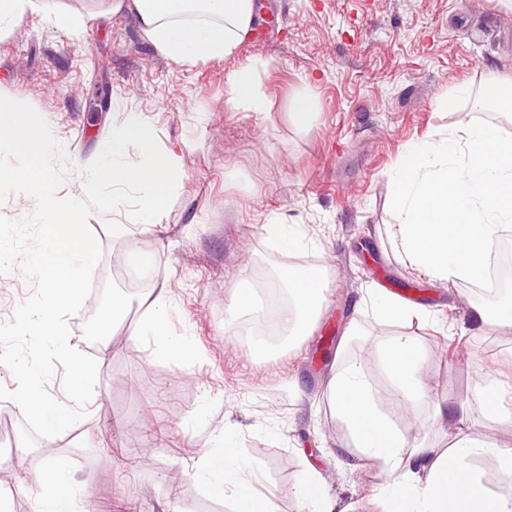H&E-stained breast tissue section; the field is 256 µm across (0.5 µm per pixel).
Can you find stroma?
Listing matches in <instances>:
<instances>
[{
	"label": "stroma",
	"mask_w": 512,
	"mask_h": 512,
	"mask_svg": "<svg viewBox=\"0 0 512 512\" xmlns=\"http://www.w3.org/2000/svg\"><path fill=\"white\" fill-rule=\"evenodd\" d=\"M260 17L284 13L278 41L243 38L226 57L195 64L160 53L135 12L110 10L111 0H34L0 32V95L43 113L68 161L61 196H81V170L113 127L135 117L160 146L189 143L175 198L158 224L129 225L128 207L92 213L88 226L102 255L93 290L69 318L82 344L87 321L105 291L126 302L105 336L106 363L80 425L54 436L66 458L83 512H230L193 478L237 433L242 458L277 512H302L298 480L307 467L324 476L352 512H371L366 497L384 482L361 464L325 393L336 370L361 354V370L382 407L394 393L375 354L395 335L419 341L429 401L416 413L391 417L408 441L447 448L458 424L430 422L432 403L456 397L468 405L466 425L479 440L512 448V419L485 420L475 366L512 362V325L476 328L478 295L471 283L435 281L398 255L391 241V174L407 145L478 120L512 135V117L482 100L512 80V7L503 0H257ZM78 15L73 31L54 27L58 10ZM253 66L266 108L228 104L229 75ZM473 97L448 112L457 85ZM313 99L318 116L307 128L290 114L295 97ZM299 225L303 245L284 254L266 223ZM122 232H113V225ZM161 255L143 262L146 253ZM315 265L326 271L325 304L310 335L274 344L256 361L247 353L240 320L232 319L241 269ZM395 280L394 294L427 318L379 322L364 301L375 268ZM168 289L173 336L193 342L189 354L154 355L129 338L151 301ZM20 266L0 272V323L12 322L33 293ZM357 337H348L350 328ZM0 432V503L7 512H34V473L44 439L24 449L19 406Z\"/></svg>",
	"instance_id": "obj_1"
}]
</instances>
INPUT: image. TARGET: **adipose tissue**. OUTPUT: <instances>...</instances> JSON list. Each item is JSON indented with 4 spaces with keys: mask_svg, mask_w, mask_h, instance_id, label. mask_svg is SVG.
<instances>
[{
    "mask_svg": "<svg viewBox=\"0 0 512 512\" xmlns=\"http://www.w3.org/2000/svg\"><path fill=\"white\" fill-rule=\"evenodd\" d=\"M191 0H115L112 9L130 6L143 32L167 57L180 63L206 62L232 54L248 32L253 0H199L197 20H186ZM326 277L319 267L289 270L285 282L289 303L276 313V325L292 338L304 336L322 306ZM167 289L156 290L152 309L131 333L133 341L149 342L160 355L190 351L187 339L173 336L167 316ZM394 384L398 409L415 411L427 396L423 360L412 337L390 338L377 350ZM327 397L346 425L359 458L375 462L386 477L376 512H512V486L489 490L468 465L477 456L496 457L502 472L512 476V449L479 441L457 430L445 453L422 442L408 443L364 378L359 362H351L330 380ZM196 477L205 486L233 500L234 512H275L273 501L260 493L240 456L234 436L212 454ZM35 482L39 488L36 512H74L73 488L67 461L48 455ZM307 512H350L340 496L330 494L322 474L307 468L299 482Z\"/></svg>",
    "mask_w": 512,
    "mask_h": 512,
    "instance_id": "adipose-tissue-1",
    "label": "adipose tissue"
}]
</instances>
